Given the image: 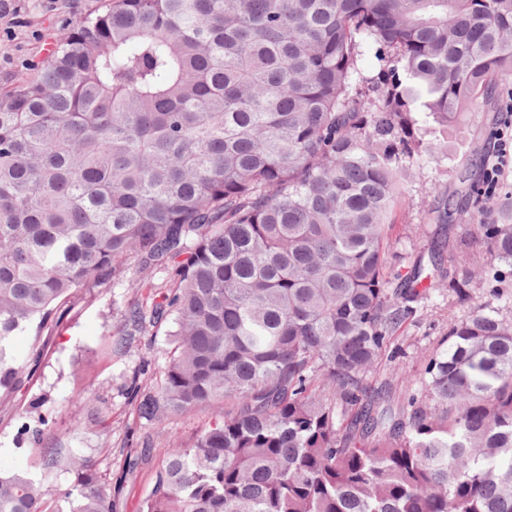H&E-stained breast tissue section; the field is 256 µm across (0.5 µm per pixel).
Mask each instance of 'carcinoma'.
I'll return each mask as SVG.
<instances>
[{
	"instance_id": "cac0c4a2",
	"label": "carcinoma",
	"mask_w": 512,
	"mask_h": 512,
	"mask_svg": "<svg viewBox=\"0 0 512 512\" xmlns=\"http://www.w3.org/2000/svg\"><path fill=\"white\" fill-rule=\"evenodd\" d=\"M510 78L512 0H107L0 89V404L36 367L18 337L133 263L172 264L169 289L138 281L116 339L169 325L165 366L145 384L143 360L128 399L153 426L215 415L141 512H512V319L442 266L482 250L507 266L487 287L512 277L487 178L428 210L438 278L388 267L412 171ZM444 281L470 313L423 392L368 385L417 288ZM54 420L41 400L17 415L44 448L0 466V512H117L112 476L52 441Z\"/></svg>"
}]
</instances>
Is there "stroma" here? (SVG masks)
<instances>
[{
    "label": "stroma",
    "mask_w": 512,
    "mask_h": 512,
    "mask_svg": "<svg viewBox=\"0 0 512 512\" xmlns=\"http://www.w3.org/2000/svg\"><path fill=\"white\" fill-rule=\"evenodd\" d=\"M101 6L102 0H0V86L13 84L22 73L41 65L72 23ZM493 144L487 126L471 123L462 134L449 136L446 157L413 170L393 216L392 265L409 266L426 248L417 228L426 223L431 204L453 189L471 160L486 156ZM138 278L131 267L117 280L84 289L59 311L57 323L42 336L20 337L18 357L25 360L37 352L42 364L0 406V466L25 469L38 462L40 444L18 440L14 422L37 398L57 410L54 437L73 448L94 449L102 472L119 475L128 452L145 453L137 473L116 488L117 512H138L152 488L156 463L169 449L192 442L213 419L209 411L189 413L171 417L157 428L141 421L130 404L126 383L142 359H151L153 369H161L167 347L162 335L153 340L137 337L121 351L112 344L137 296ZM469 312L447 287L427 291L391 340L370 384L420 388L429 359L447 347L449 322ZM75 423L80 426L76 433L71 430Z\"/></svg>",
    "instance_id": "1"
}]
</instances>
